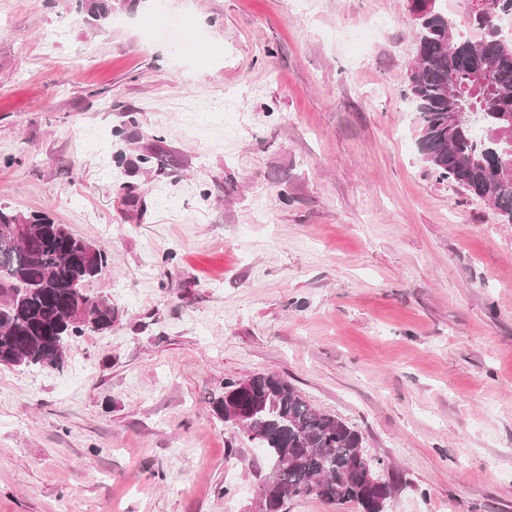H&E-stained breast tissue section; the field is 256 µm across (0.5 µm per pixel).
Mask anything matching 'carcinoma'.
<instances>
[{
	"label": "carcinoma",
	"instance_id": "obj_1",
	"mask_svg": "<svg viewBox=\"0 0 512 512\" xmlns=\"http://www.w3.org/2000/svg\"><path fill=\"white\" fill-rule=\"evenodd\" d=\"M88 23L112 18V0H85ZM512 13V0H489L476 19L483 36L474 40L433 22L415 28L416 59L407 66L409 96L417 105V141L440 178L491 203L512 224V176L496 177V157L506 142L480 141L474 130L505 132L512 125V43L488 33L499 14ZM31 224L30 241L5 231ZM109 264V252L73 235L43 212L28 215L0 206V365L56 368L67 349L94 329L112 328V302L89 286ZM240 401L252 409L251 423L264 429L261 444L271 476L261 489L287 501L315 495L361 512H385L390 484L367 461L362 433L316 409L298 387L276 373L246 377Z\"/></svg>",
	"mask_w": 512,
	"mask_h": 512
}]
</instances>
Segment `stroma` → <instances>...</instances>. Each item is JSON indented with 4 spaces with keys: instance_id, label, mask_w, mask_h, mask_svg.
I'll use <instances>...</instances> for the list:
<instances>
[{
    "instance_id": "stroma-1",
    "label": "stroma",
    "mask_w": 512,
    "mask_h": 512,
    "mask_svg": "<svg viewBox=\"0 0 512 512\" xmlns=\"http://www.w3.org/2000/svg\"><path fill=\"white\" fill-rule=\"evenodd\" d=\"M112 3L0 0V205L106 247L116 312L0 368V512H250L213 403L258 372L362 433L386 512H512V224L417 152L408 0ZM88 23L97 27L106 25L112 18V0H85Z\"/></svg>"
}]
</instances>
